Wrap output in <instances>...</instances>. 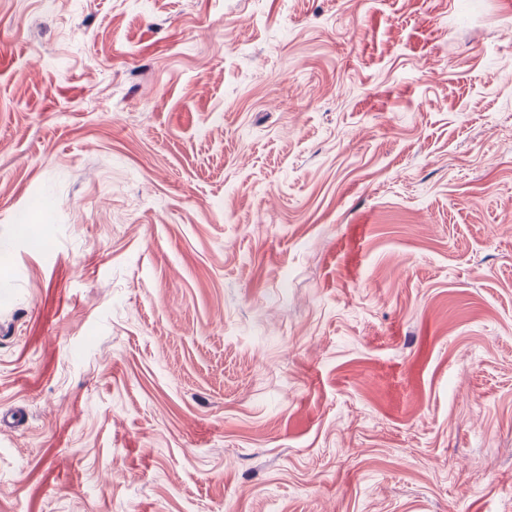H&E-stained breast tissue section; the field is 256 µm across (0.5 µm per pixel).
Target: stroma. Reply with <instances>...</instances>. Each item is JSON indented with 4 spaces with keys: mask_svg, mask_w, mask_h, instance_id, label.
Returning <instances> with one entry per match:
<instances>
[{
    "mask_svg": "<svg viewBox=\"0 0 512 512\" xmlns=\"http://www.w3.org/2000/svg\"><path fill=\"white\" fill-rule=\"evenodd\" d=\"M0 512H512V0H0Z\"/></svg>",
    "mask_w": 512,
    "mask_h": 512,
    "instance_id": "obj_1",
    "label": "stroma"
}]
</instances>
